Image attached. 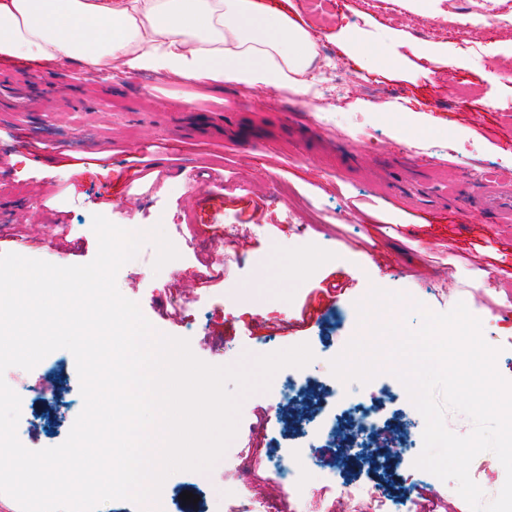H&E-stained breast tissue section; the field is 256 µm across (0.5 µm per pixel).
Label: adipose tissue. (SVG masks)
<instances>
[{"label":"adipose tissue","mask_w":512,"mask_h":512,"mask_svg":"<svg viewBox=\"0 0 512 512\" xmlns=\"http://www.w3.org/2000/svg\"><path fill=\"white\" fill-rule=\"evenodd\" d=\"M304 94L311 32L258 0H0V55Z\"/></svg>","instance_id":"1"}]
</instances>
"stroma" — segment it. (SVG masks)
<instances>
[{
	"label": "stroma",
	"instance_id": "stroma-1",
	"mask_svg": "<svg viewBox=\"0 0 512 512\" xmlns=\"http://www.w3.org/2000/svg\"><path fill=\"white\" fill-rule=\"evenodd\" d=\"M260 2L309 25L321 97L0 56V85L30 96L27 111L0 108V253L81 265L97 254L94 215L129 230L167 227L183 243L179 258L155 268L158 250L148 242L116 277L156 331L188 339L212 365L301 343L314 354L298 371L301 392L278 396L282 369L242 402L236 438L253 443L254 494L281 488L272 453L308 446L315 464L396 500L412 462L378 469L357 455L337 460L290 420L342 414L326 389L330 362L360 334L356 304L374 286L436 313L471 302L484 340L499 350V373L512 380V224L444 203L419 207L397 191L402 181H451L459 170L473 182L512 179V0ZM461 32L476 47L471 55L455 51ZM336 141L358 142L357 161L331 152ZM406 151L427 169L375 168ZM212 196L223 208L210 207ZM381 255L394 267L380 269ZM339 270L352 284L333 312L294 334L250 333L251 322L298 315ZM202 271L216 287H197ZM13 373L38 419L22 444H61L83 407L73 355L58 349ZM380 396L388 445L402 447L424 419L394 376L378 375L361 400ZM236 482L229 448L206 476L170 475L162 512H184L185 491L199 512H224V490Z\"/></svg>",
	"mask_w": 512,
	"mask_h": 512
}]
</instances>
